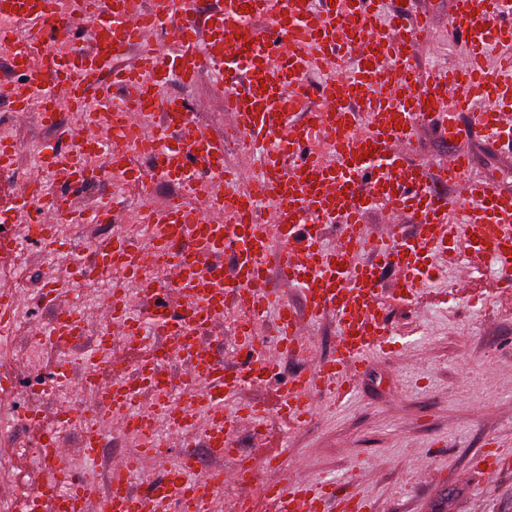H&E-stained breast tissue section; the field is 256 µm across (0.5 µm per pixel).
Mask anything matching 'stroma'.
<instances>
[{"instance_id":"1","label":"stroma","mask_w":512,"mask_h":512,"mask_svg":"<svg viewBox=\"0 0 512 512\" xmlns=\"http://www.w3.org/2000/svg\"><path fill=\"white\" fill-rule=\"evenodd\" d=\"M399 6L428 13L432 22L434 38L414 48L411 65L427 71L455 64L463 45L448 38L450 0H386V11ZM14 79L8 63L0 59V121L9 123L19 142L13 175L20 178L58 141L43 126L12 120L8 94ZM167 90L189 98L199 125L223 131L224 104L210 74H203L192 89L173 82ZM464 147L472 159V176L493 179L512 191V148L474 132ZM115 192L113 223L67 225L60 252H77L88 238L124 230L145 242L146 230L136 220V194ZM48 267L43 249L33 243L21 253L19 265L0 276V283L34 297ZM460 276L440 261L414 300L390 289L383 292L393 331L390 349L369 362L355 391L342 403L318 395L313 414L302 425H288L271 405L275 389L308 372L309 360L284 358L268 384L243 388L238 405L269 406L268 439L287 449L288 474L332 482L341 494L364 493L373 502V512H512V464L495 471L472 464L490 443L512 450V300L503 299L491 265L471 270L470 291L459 289ZM241 314L233 309L205 339L206 347L234 370L242 366L237 349ZM51 316V309L33 302L18 320L13 338L0 344V366L14 369L19 387L18 393L0 394V416L8 423L6 434H0V492L15 508L39 468L26 454L36 434L23 417L50 389L60 360L48 347L29 352L26 341ZM188 446L196 452L200 470L212 466L198 437L174 439L167 444V459H141L133 486L161 477L168 458Z\"/></svg>"}]
</instances>
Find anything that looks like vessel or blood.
<instances>
[{"label":"vessel or blood","instance_id":"obj_1","mask_svg":"<svg viewBox=\"0 0 512 512\" xmlns=\"http://www.w3.org/2000/svg\"><path fill=\"white\" fill-rule=\"evenodd\" d=\"M196 3L151 0L144 12L139 0H0V55L17 76L12 112L72 142L45 152L39 168L0 202V225L28 209L43 172L60 168L69 172L68 186L37 211V242L54 244L56 224L66 221L108 223V194L88 209L70 206L76 192L97 181L101 160L138 188L142 222L150 228L148 247L115 234L97 245L92 260H75L83 279L118 269L126 285L103 295L106 324L85 354L89 373L77 382L60 369L56 386L73 392L93 384L109 369L100 353L115 337L138 344L149 334L181 336L190 361L176 382L156 349L140 347L127 361L128 377L102 384L101 410L114 415L113 429L138 439L137 454L110 461L106 490L76 476L63 442L66 413L34 419L53 476L26 500L52 499L56 512H82L91 500L98 512H213L225 477L253 485L254 468L201 476L187 452L146 492L132 489L129 478L139 456L166 455V436L190 430L200 416L211 454L237 455L240 421L257 422L266 409L254 405L233 415L226 403L245 386L268 382L283 355L305 353L306 323L327 315L340 331L335 357L283 385L274 406L298 425L311 415L318 392L346 398L365 364L390 343L379 313L384 270L396 271L395 289L418 296L433 261L446 256L453 240L462 242L464 261L493 263L503 292L512 291V193L471 176L460 146L466 132L455 120L456 113H469L486 138L512 140V0H454L448 35L467 49L451 68L427 73L412 68L409 51L427 42L428 16L385 15L383 0H324L318 10L312 0H218L203 14ZM19 18L29 24L28 35H15ZM162 28L174 36L164 55L151 41ZM492 42L502 48L493 61L487 58ZM204 71L226 80L227 128L246 144L254 168L228 167L223 135L191 131L188 102L165 95L170 82L189 86ZM314 72L325 76L316 90L308 82ZM63 103L97 109L107 119L88 123V135L77 137L59 125ZM439 115L455 150L432 170L408 156L419 126ZM137 157L152 161V173L134 165ZM157 179L177 186L206 181L216 191L161 200L151 189ZM377 208L388 220L372 237L366 218ZM405 216L419 224L418 233L405 232ZM325 224L339 225L336 246L323 245ZM201 263L211 271L203 280L192 274ZM272 263L280 276L276 288L266 280ZM131 287L142 309L130 308ZM287 288L297 289L300 306L289 304ZM57 294L50 284L38 300L56 309L49 339L65 356L84 339L85 319L76 309L56 308ZM229 294L251 316L239 335L246 358L240 374L197 348L200 335L223 320ZM26 304L12 289H0L1 336L10 334ZM271 308L279 336L274 353L260 346L258 332ZM176 383L190 389L191 406L173 397ZM145 391L155 396L153 409L140 406ZM286 454L283 448L263 453V464L279 477L265 482L259 497H244L241 512H258L261 500L272 512H296L300 503L307 512H370L366 496H340L331 483L281 476Z\"/></svg>","mask_w":512,"mask_h":512}]
</instances>
